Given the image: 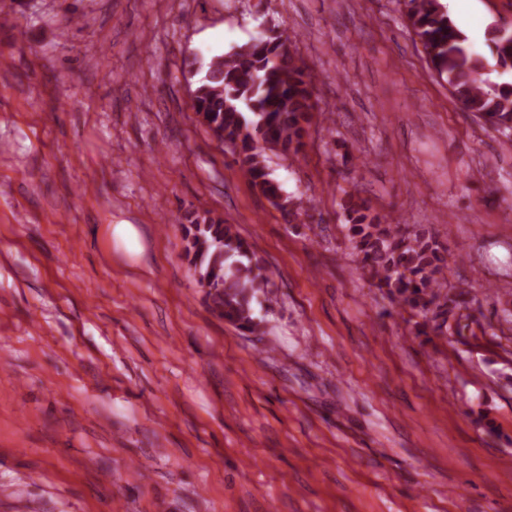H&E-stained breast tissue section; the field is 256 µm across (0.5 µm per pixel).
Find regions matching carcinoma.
I'll return each mask as SVG.
<instances>
[{"label":"carcinoma","instance_id":"cac0c4a2","mask_svg":"<svg viewBox=\"0 0 512 512\" xmlns=\"http://www.w3.org/2000/svg\"><path fill=\"white\" fill-rule=\"evenodd\" d=\"M404 18L421 43L436 74L460 108L512 141V82L491 87L484 65L467 45L441 0H403ZM497 65L512 71V32L501 29L491 38ZM198 121L238 152L240 169L249 183L274 204L282 200L280 185L271 178L265 149L298 155L313 112L314 86L304 61L291 49L287 32L275 29L250 43L212 57L194 94ZM354 247L363 254V269L372 283L409 315L421 316L435 329L454 328L463 335L456 310L468 292L441 296L448 283V263L441 246L366 203L346 208ZM185 256L213 312L237 329L255 334L260 322L253 301L268 287L269 277L249 244L233 224L222 218L187 217ZM454 324H449V321Z\"/></svg>","mask_w":512,"mask_h":512}]
</instances>
